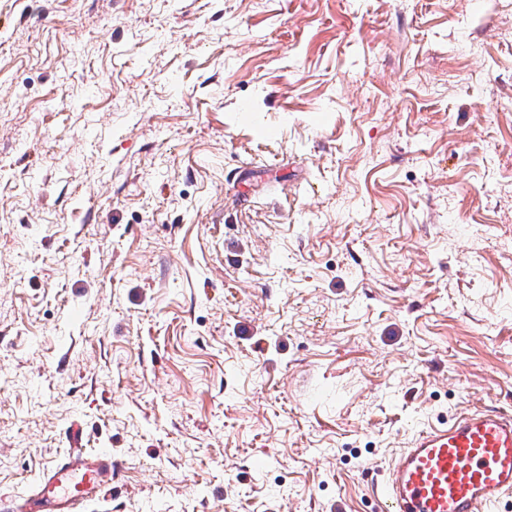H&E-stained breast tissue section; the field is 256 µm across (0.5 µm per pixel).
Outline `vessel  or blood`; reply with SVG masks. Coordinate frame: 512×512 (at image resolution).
<instances>
[{"mask_svg": "<svg viewBox=\"0 0 512 512\" xmlns=\"http://www.w3.org/2000/svg\"><path fill=\"white\" fill-rule=\"evenodd\" d=\"M71 425L67 456L49 463L8 512H83L123 472L107 448L82 445ZM512 495V415L483 409L414 436L373 486L374 512H492Z\"/></svg>", "mask_w": 512, "mask_h": 512, "instance_id": "vessel-or-blood-1", "label": "vessel or blood"}]
</instances>
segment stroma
<instances>
[{
    "label": "stroma",
    "instance_id": "obj_1",
    "mask_svg": "<svg viewBox=\"0 0 512 512\" xmlns=\"http://www.w3.org/2000/svg\"><path fill=\"white\" fill-rule=\"evenodd\" d=\"M502 0H0V497L371 512L512 413ZM82 428L71 425L68 455L50 462L37 483L12 508L3 512H82L85 505L103 497L123 472L108 448H82Z\"/></svg>",
    "mask_w": 512,
    "mask_h": 512
}]
</instances>
